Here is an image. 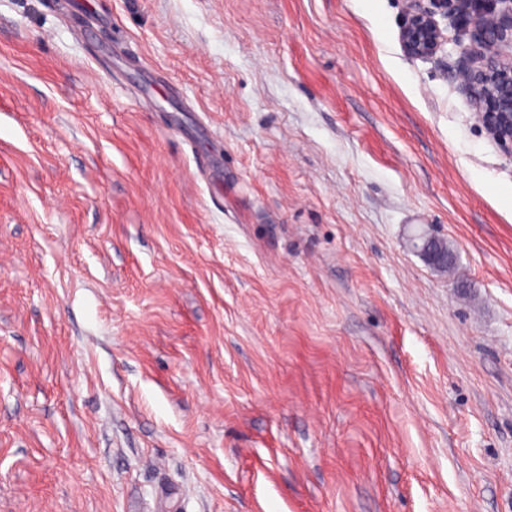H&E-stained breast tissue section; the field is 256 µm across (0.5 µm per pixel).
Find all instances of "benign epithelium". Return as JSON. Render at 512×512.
Masks as SVG:
<instances>
[{"label": "benign epithelium", "mask_w": 512, "mask_h": 512, "mask_svg": "<svg viewBox=\"0 0 512 512\" xmlns=\"http://www.w3.org/2000/svg\"><path fill=\"white\" fill-rule=\"evenodd\" d=\"M400 37L415 58L428 59L452 45L459 76L477 112L512 159V0H404ZM415 248L433 266L452 255L431 241Z\"/></svg>", "instance_id": "1"}]
</instances>
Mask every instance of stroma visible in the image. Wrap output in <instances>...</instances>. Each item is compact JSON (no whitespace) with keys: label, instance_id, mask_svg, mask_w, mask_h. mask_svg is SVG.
<instances>
[{"label":"stroma","instance_id":"35a3bbf8","mask_svg":"<svg viewBox=\"0 0 512 512\" xmlns=\"http://www.w3.org/2000/svg\"><path fill=\"white\" fill-rule=\"evenodd\" d=\"M403 10L0 0V512H512V159ZM414 246L431 265L438 268L447 269L448 264L452 261V255L449 253L448 248L440 245L433 248L431 246V239L424 243H415Z\"/></svg>","mask_w":512,"mask_h":512}]
</instances>
